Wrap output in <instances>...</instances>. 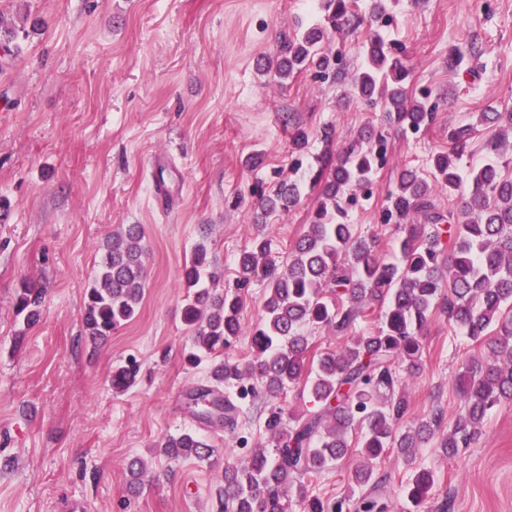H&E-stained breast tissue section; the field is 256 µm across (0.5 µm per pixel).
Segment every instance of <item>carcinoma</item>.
Here are the masks:
<instances>
[{
  "mask_svg": "<svg viewBox=\"0 0 512 512\" xmlns=\"http://www.w3.org/2000/svg\"><path fill=\"white\" fill-rule=\"evenodd\" d=\"M354 0H319L325 25L285 37L277 55L275 74L286 79L314 67L333 71L341 79V59L322 54L320 45L329 32L351 25ZM390 20L383 0H373L363 42L365 64L352 77L358 97L382 109L381 128H368L341 148L334 149L335 130L324 126V151L315 183L321 202L311 224L291 247L284 267L266 259L269 242L257 238L238 261L240 283L259 279L266 286L265 315L252 332L253 359L245 366L222 360L212 365L209 385L197 389L194 400L209 399L224 412V427L237 425L240 401L219 395L243 375L259 376L269 396L301 387L313 409L296 417L288 430H278L280 414L271 413L274 450L257 452L240 466L224 468L217 488L219 512H288L289 494L307 512H328L329 502L308 494L296 479L322 472L328 463L343 459L351 448L355 424L365 432L359 460L351 464L358 486L371 492L357 501L358 512H384L380 489L385 478L374 477L372 462L387 450L413 455L417 443L433 434V421L400 432L409 404L402 373L419 369L421 335L437 302L448 319L465 329L484 350L482 359L463 365L454 385L464 403L440 446L448 453L467 445L479 432L487 413L503 399L512 398V157L489 143V158L479 166L459 164L478 127L496 124L512 130V108L481 112L476 122L448 128L449 152L433 157V181L402 169L387 194L383 220L401 222V259L383 261L376 242L353 232L348 210L358 202L357 192L372 194L378 171L388 161V129L416 133L435 117L436 106L406 99L408 70L402 49L388 43L373 25ZM293 149L303 151L306 129L288 122ZM446 192L463 197L457 210L436 207L433 195ZM301 200L299 184L280 182L261 196L255 221L294 209ZM421 215L425 223L407 224ZM452 241L446 253L442 236ZM142 230L129 225L106 241L99 270L84 296V327L93 341H105L136 314L145 294ZM223 273L208 260L204 247L195 248L183 267L185 298L183 324L192 333L185 361L197 366L241 333V300L219 288ZM42 296L23 288L16 312L26 325L40 317ZM381 309L379 325L363 336L346 340L337 351L308 359L306 326L329 327L342 333L361 318ZM140 372L137 361L112 375V388L124 391ZM168 457L209 459L213 449L196 433L187 431L164 443ZM434 484L432 472L420 470L407 485V498L417 512Z\"/></svg>",
  "mask_w": 512,
  "mask_h": 512,
  "instance_id": "carcinoma-1",
  "label": "carcinoma"
}]
</instances>
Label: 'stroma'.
Wrapping results in <instances>:
<instances>
[{"label": "stroma", "mask_w": 512, "mask_h": 512, "mask_svg": "<svg viewBox=\"0 0 512 512\" xmlns=\"http://www.w3.org/2000/svg\"><path fill=\"white\" fill-rule=\"evenodd\" d=\"M322 21L318 0H0V46L13 50L0 70V199L10 205L0 221V512H61L66 498L84 500L87 512H214L225 466L272 451L271 411L288 418L305 409L297 391L270 399L247 376L254 395L235 431L198 417L192 393L209 365L182 362L190 338L180 273L205 244L224 269L225 292L242 300L245 333L223 354L248 360L266 288L255 279L238 288V257L263 237L270 259L287 265L318 205L308 185L290 213L253 221L258 193L296 176L286 115L309 130L313 155L323 149V126L342 143L381 123L349 77L323 81L307 71L282 80L263 69L283 36ZM364 37V27H350L322 48L343 54L350 76L363 62ZM385 37L405 50L409 96L438 105L418 135L389 133L374 192L349 215L392 261L398 231L381 212L398 170L429 177L449 126L512 106V0H397ZM254 152L262 165L244 167ZM159 179L169 190L165 207L153 196ZM130 224L142 227L145 297L135 319L94 344L84 293L105 242ZM25 283L42 293L30 328L15 309ZM422 347L402 427L438 410L443 418L411 458L392 451L375 462L388 479L387 512H411L405 488L421 469L435 477L426 512H512V400L489 411L474 443L445 454L441 439L463 408L452 377L481 349L438 309ZM132 358L136 383L114 392L113 370ZM186 431L213 448L209 460L166 456L163 443ZM135 458L145 473L134 492ZM304 483L314 496L344 501L347 512L362 495L345 459Z\"/></svg>", "instance_id": "35a3bbf8"}]
</instances>
